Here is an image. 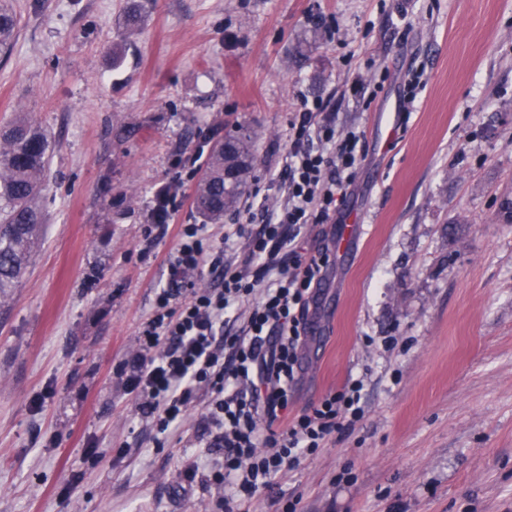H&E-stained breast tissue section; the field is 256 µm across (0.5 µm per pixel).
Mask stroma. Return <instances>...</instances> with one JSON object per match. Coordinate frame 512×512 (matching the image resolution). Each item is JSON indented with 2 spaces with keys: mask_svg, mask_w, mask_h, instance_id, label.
Returning a JSON list of instances; mask_svg holds the SVG:
<instances>
[{
  "mask_svg": "<svg viewBox=\"0 0 512 512\" xmlns=\"http://www.w3.org/2000/svg\"><path fill=\"white\" fill-rule=\"evenodd\" d=\"M5 2L0 123L31 113L55 149L49 222L0 300V512H204L201 406L160 447L118 379L168 284L149 202L180 182L174 223H201L177 159L247 127L242 205L205 225L258 230L245 206L283 202L268 178L315 99L366 132L362 230L330 249L291 409L359 378L364 416L249 510L512 512V0H146L133 32L129 0ZM7 31L11 37L8 41H0V54L4 58L9 55L17 32V17L12 9L6 5H0V34Z\"/></svg>",
  "mask_w": 512,
  "mask_h": 512,
  "instance_id": "obj_1",
  "label": "stroma"
}]
</instances>
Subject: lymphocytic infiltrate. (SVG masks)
I'll list each match as a JSON object with an SVG mask.
<instances>
[{
	"instance_id": "1",
	"label": "lymphocytic infiltrate",
	"mask_w": 512,
	"mask_h": 512,
	"mask_svg": "<svg viewBox=\"0 0 512 512\" xmlns=\"http://www.w3.org/2000/svg\"><path fill=\"white\" fill-rule=\"evenodd\" d=\"M365 139L359 128L337 131L320 102L304 103L289 124L279 175L288 202L262 212L244 262L233 257L240 229L218 239L200 224L171 229L177 191L166 193L147 226L148 241L175 237L164 258L172 284L157 289L154 315L120 374L136 414L156 435L168 436L190 407L203 405L198 439L220 449L222 459L191 465L184 475L216 490L219 512H240L270 491L279 474L363 417L359 379L301 414L288 408L309 332V301L330 268L327 250L309 248L302 231L341 215L366 157ZM205 271L218 276V287H197Z\"/></svg>"
}]
</instances>
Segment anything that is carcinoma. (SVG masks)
I'll return each mask as SVG.
<instances>
[{
    "label": "carcinoma",
    "mask_w": 512,
    "mask_h": 512,
    "mask_svg": "<svg viewBox=\"0 0 512 512\" xmlns=\"http://www.w3.org/2000/svg\"><path fill=\"white\" fill-rule=\"evenodd\" d=\"M143 4L131 0L122 16V25L139 27ZM10 40L0 41V55L6 57L17 32L12 9L0 5V33ZM233 152L224 155V142L217 143L201 169L196 185L195 207L212 223L224 221V213L234 211L240 202L255 160V139L249 133L232 136ZM53 155V144L46 131L27 114L20 112L0 124V299L23 277L39 240L43 211L39 197ZM237 168L235 180L224 181V164Z\"/></svg>",
    "instance_id": "cac0c4a2"
}]
</instances>
